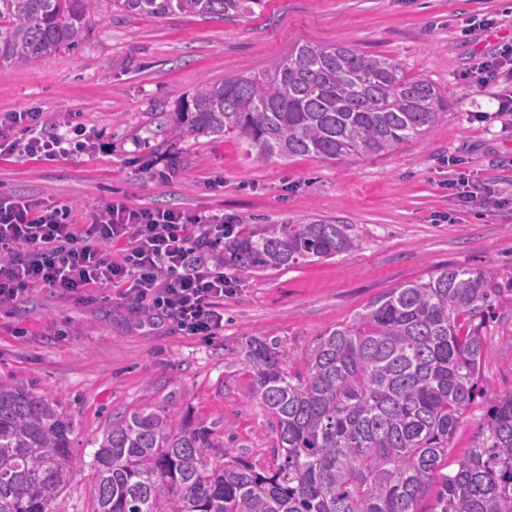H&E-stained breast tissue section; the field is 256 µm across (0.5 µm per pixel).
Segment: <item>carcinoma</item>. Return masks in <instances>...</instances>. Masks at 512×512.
<instances>
[{"instance_id":"carcinoma-1","label":"carcinoma","mask_w":512,"mask_h":512,"mask_svg":"<svg viewBox=\"0 0 512 512\" xmlns=\"http://www.w3.org/2000/svg\"><path fill=\"white\" fill-rule=\"evenodd\" d=\"M98 0H0V67L75 47ZM261 0H113L123 12L224 18ZM448 97L396 60L350 45H296L261 76L202 82L168 128L179 140L235 135L256 163L377 155L423 139ZM358 246L351 225L226 224L216 259L273 271ZM498 288L448 267L393 288L319 336L300 365L279 343L242 346L253 398L276 423L272 462L174 411L114 420L90 462V512H417L478 394ZM73 424L45 393L0 381V512H56L74 476ZM433 512H512V392L491 400L477 441L442 475Z\"/></svg>"}]
</instances>
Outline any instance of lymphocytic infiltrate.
Segmentation results:
<instances>
[{"instance_id":"1","label":"lymphocytic infiltrate","mask_w":512,"mask_h":512,"mask_svg":"<svg viewBox=\"0 0 512 512\" xmlns=\"http://www.w3.org/2000/svg\"><path fill=\"white\" fill-rule=\"evenodd\" d=\"M480 88L501 84L500 114H512V43L503 42L468 73ZM86 129L69 125L45 133L35 112L0 116V155L52 160L84 151ZM224 223L206 214L105 203L88 223L71 210L35 199L0 194V303H17L37 288L91 298L100 288L120 289L137 310L173 317L180 330L214 336L224 328L230 282L215 258ZM119 256H112V246Z\"/></svg>"}]
</instances>
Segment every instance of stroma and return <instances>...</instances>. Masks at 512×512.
I'll return each mask as SVG.
<instances>
[{"label": "stroma", "mask_w": 512, "mask_h": 512, "mask_svg": "<svg viewBox=\"0 0 512 512\" xmlns=\"http://www.w3.org/2000/svg\"><path fill=\"white\" fill-rule=\"evenodd\" d=\"M498 28L465 34L470 18ZM512 38V0H262L231 19L130 15L99 0L76 47L0 68V113L37 112L47 132L80 124L96 149L54 161L0 157V194L69 206L77 223L121 198L134 207L216 214L232 224L340 218L359 245L273 272L226 270L224 330L188 336L131 309L119 289L92 300L38 288L0 304V380L49 394L74 425L77 475L57 512H87L88 463L112 419L143 407L187 413L253 463L276 439L253 401L247 336L299 359L375 297L445 267L484 270L500 292L484 324L481 384L512 391V119L499 87L474 93L463 75ZM351 45L391 57L448 97L425 139L380 155L301 156L257 165L235 136L178 141L166 128L202 81L258 75L300 43ZM500 192L484 207L457 197L458 175Z\"/></svg>", "instance_id": "obj_1"}]
</instances>
